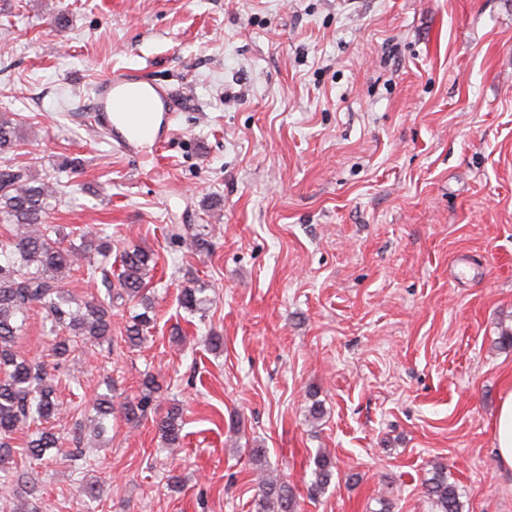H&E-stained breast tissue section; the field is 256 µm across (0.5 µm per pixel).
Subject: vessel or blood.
Wrapping results in <instances>:
<instances>
[{
	"label": "vessel or blood",
	"instance_id": "vessel-or-blood-1",
	"mask_svg": "<svg viewBox=\"0 0 512 512\" xmlns=\"http://www.w3.org/2000/svg\"><path fill=\"white\" fill-rule=\"evenodd\" d=\"M180 103L170 90L145 75L111 73L93 89L92 118L106 140L127 152L158 148L172 136L171 120Z\"/></svg>",
	"mask_w": 512,
	"mask_h": 512
}]
</instances>
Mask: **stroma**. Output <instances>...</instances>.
Wrapping results in <instances>:
<instances>
[{"label":"stroma","instance_id":"stroma-1","mask_svg":"<svg viewBox=\"0 0 512 512\" xmlns=\"http://www.w3.org/2000/svg\"><path fill=\"white\" fill-rule=\"evenodd\" d=\"M120 68L181 102L146 159L90 126ZM0 111L32 174L80 163L49 223L109 225L156 261L141 346L132 302L111 346L60 366L30 312L16 348L54 372L57 430L148 372L183 409L176 451L149 417L85 426L82 468L33 464L41 512H255V447L296 512H436L437 462L464 512H512L492 433L512 391V0H0ZM194 277L213 303L191 315ZM320 451L336 468L313 497ZM152 325L153 318H150L148 311L134 316L131 322L125 326V341L132 347L141 346L148 340Z\"/></svg>","mask_w":512,"mask_h":512}]
</instances>
